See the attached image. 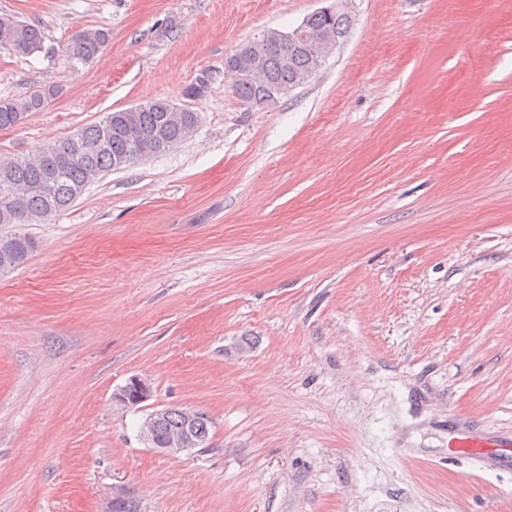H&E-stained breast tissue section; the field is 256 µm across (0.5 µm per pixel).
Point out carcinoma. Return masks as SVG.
I'll use <instances>...</instances> for the list:
<instances>
[{
	"label": "carcinoma",
	"instance_id": "1",
	"mask_svg": "<svg viewBox=\"0 0 512 512\" xmlns=\"http://www.w3.org/2000/svg\"><path fill=\"white\" fill-rule=\"evenodd\" d=\"M351 14L340 8L328 16L309 15L306 34L315 40L327 35H347ZM41 27L0 16V47L16 55H32L44 48ZM109 34L103 30L73 35L65 47L75 63H86L103 51ZM288 67L269 48L261 60V81L233 83L240 100L255 107L268 88L288 89L310 68V58L292 49ZM58 90L49 87L22 99L0 100V129L17 126L31 113L39 112ZM199 117L194 111L178 112L175 104L156 100L107 114L102 120L78 129L71 136L49 142L32 156L0 161V224H44L66 210L102 175L136 161L161 154L192 137ZM10 248L0 249V264L13 270L27 262L34 241L26 235H10ZM184 410L167 409L164 422L154 427L156 436L166 437L182 421Z\"/></svg>",
	"mask_w": 512,
	"mask_h": 512
}]
</instances>
